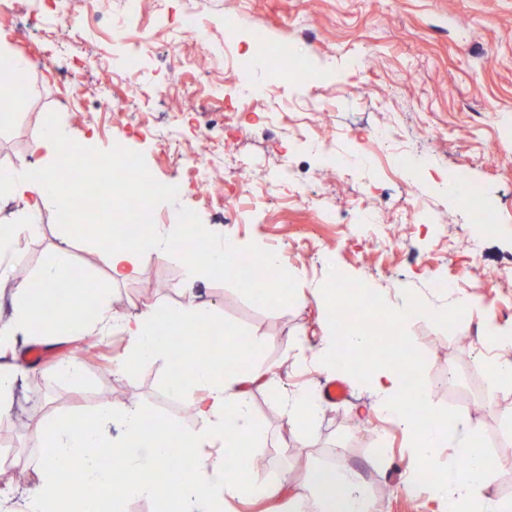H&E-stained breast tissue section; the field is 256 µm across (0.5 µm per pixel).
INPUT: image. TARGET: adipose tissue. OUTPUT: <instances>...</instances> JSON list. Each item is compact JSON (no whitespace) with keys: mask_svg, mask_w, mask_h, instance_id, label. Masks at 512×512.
Wrapping results in <instances>:
<instances>
[{"mask_svg":"<svg viewBox=\"0 0 512 512\" xmlns=\"http://www.w3.org/2000/svg\"><path fill=\"white\" fill-rule=\"evenodd\" d=\"M85 145V140L74 139L65 127L49 124L37 143L45 156L44 165L23 166L0 177V184L22 202L16 223L0 225V252L15 248L18 229L38 223L41 204L51 200L60 210L69 209L78 185L72 180L56 181L55 175L60 162ZM202 236L208 241L207 247L187 252V245H194ZM146 247L141 242L113 241L109 226H100L97 250L107 280L97 285L74 275L66 247L55 248L34 282L16 285L11 316L0 324V356L12 351L21 336L52 343L102 334L114 323L129 338L118 364L121 371L129 372L170 356L171 336L189 332L208 335L213 310L192 301L172 309L150 305L133 317H112V287L136 277ZM150 247L161 258H180L192 280L233 275L242 253L237 240L207 235L199 224L169 225L165 235ZM313 296L325 314V348L318 361L324 371L334 374L341 370L345 350L364 347L372 342L373 335L365 318L338 321L337 310L347 298L337 286L315 289ZM476 307L475 300L466 295L439 306L411 296L377 301L371 312L394 327L407 343L420 323L459 327ZM257 373V368L243 361L240 349L229 343L194 360H179L170 389L179 396L202 389L207 396L194 404L196 424L178 432L169 421L147 420L140 407L126 404L42 419L35 437L44 454L36 484L24 500L25 512H67L79 492L61 479L60 471L65 467L80 477L99 504L114 500L113 484L117 481L122 484L123 498L148 500L156 499L163 481H170L180 512H224V503L231 497L274 496L275 486L257 483L250 476L260 438L251 396L244 385ZM350 375L375 394L378 410L409 435L410 476L438 471L430 487L429 512H512V498L492 490V477L503 468V460L485 451L462 416L435 415L429 391L421 385H409L404 371L392 362L366 360ZM116 424L122 427L117 437L111 434ZM174 444L185 461L175 474L166 466L168 450ZM447 447L455 449L460 460L444 467L439 456ZM104 448L111 449L113 466H103L100 451ZM280 512H374V508L357 474L337 463L312 468L284 500Z\"/></svg>","mask_w":512,"mask_h":512,"instance_id":"1","label":"adipose tissue"}]
</instances>
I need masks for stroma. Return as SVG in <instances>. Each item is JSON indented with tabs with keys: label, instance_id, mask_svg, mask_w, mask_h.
<instances>
[{
	"label": "stroma",
	"instance_id": "obj_1",
	"mask_svg": "<svg viewBox=\"0 0 512 512\" xmlns=\"http://www.w3.org/2000/svg\"><path fill=\"white\" fill-rule=\"evenodd\" d=\"M0 11V32L8 48L27 57L32 67L23 87L0 92V171L36 165V144L47 122L73 134H89L90 155L104 161L113 145H126L137 162L124 177L137 181L150 174L155 183L176 187L175 195L143 199L132 193L105 204L119 217L147 202L151 234L177 223L195 208L198 223L214 234L243 242L248 252H278L289 274L285 299L277 305L245 295L233 279H205L187 286L186 271L175 258L146 251L137 279L113 286L112 308L131 314L148 303L183 305L189 298L212 303L215 320L243 338L247 363L272 369L274 379L251 387L254 415L262 434L258 453L265 470L253 472L259 483L280 482V496L259 501L228 500L224 512H279L283 492L301 480L311 465L343 463L361 472L376 512H427L429 492L405 491L408 438L403 429L374 409L366 388L347 384L336 402L323 401L322 413L306 431L289 429L281 405L294 391L322 389L331 377L315 358L324 343L325 315L313 291L339 272L344 287L369 286L371 294L404 289L421 301L446 305L449 282L474 296L478 309L463 329L467 349L457 333L420 324L412 351L438 412L468 419L484 448L512 460V388H493L483 369L492 350L483 343L485 314L512 328V280H498L512 270V0H138L152 34L135 79L144 85L177 84L175 93L148 103L133 101L125 111H97L99 100L121 97L108 76L124 61L135 35L120 39L114 30L127 0H99L101 20L76 38L64 28L31 25L43 0H10ZM193 13L209 24L206 44L194 36L175 38L173 19ZM237 25L238 51H252V33L269 44L294 45L304 62L302 72L279 84L274 96L238 109L241 78L224 60V23ZM90 66L81 99H73L62 82L69 67ZM221 86L220 99L203 92ZM326 137V152L305 155L292 150L295 127ZM391 130L383 145L369 130ZM421 155L425 168L399 172L402 153ZM197 158L207 174L248 161L234 179L239 200L251 204L247 223L227 220L221 183L211 196H198L187 173ZM482 191L497 219L493 232L468 223L457 197L444 190L459 172ZM289 178L309 198L294 205L278 186ZM377 208L387 227L373 234L356 220L358 203ZM335 221H324L325 213ZM85 226L71 236L72 264L104 281L106 270L93 249L97 237L93 208L60 212L46 203L36 234L21 237L17 251L0 253V270L11 282L32 280L44 257L61 243L62 227ZM470 237L480 252L470 256L458 242ZM128 344L119 327L105 336H90L45 347L20 338L21 367L10 419L0 430L11 441L0 446V495L22 494L35 477L43 454L34 440L37 420L77 408L98 407L106 391L112 404H138L146 419L164 418L184 427L178 402L165 387L175 365L157 360L124 373L116 363ZM82 363L80 387L59 382L57 362ZM389 435L385 449L372 443L376 429Z\"/></svg>",
	"mask_w": 512,
	"mask_h": 512
}]
</instances>
